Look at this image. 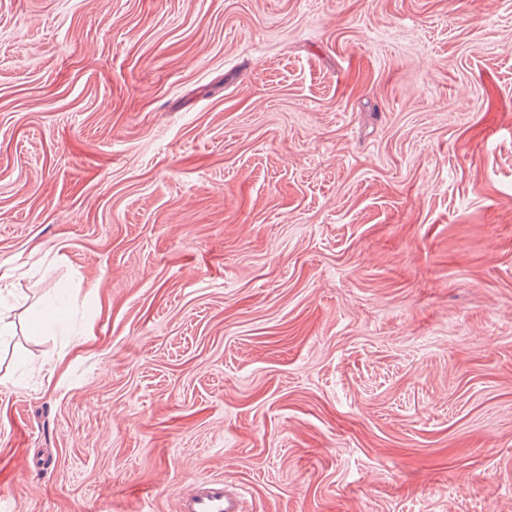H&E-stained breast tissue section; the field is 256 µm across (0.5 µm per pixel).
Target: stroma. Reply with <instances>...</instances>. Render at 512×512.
Listing matches in <instances>:
<instances>
[{
	"label": "stroma",
	"mask_w": 512,
	"mask_h": 512,
	"mask_svg": "<svg viewBox=\"0 0 512 512\" xmlns=\"http://www.w3.org/2000/svg\"><path fill=\"white\" fill-rule=\"evenodd\" d=\"M0 282L9 512H512V0H0ZM181 512H241L236 499L229 495L223 480H207L196 484L183 497Z\"/></svg>",
	"instance_id": "35a3bbf8"
}]
</instances>
